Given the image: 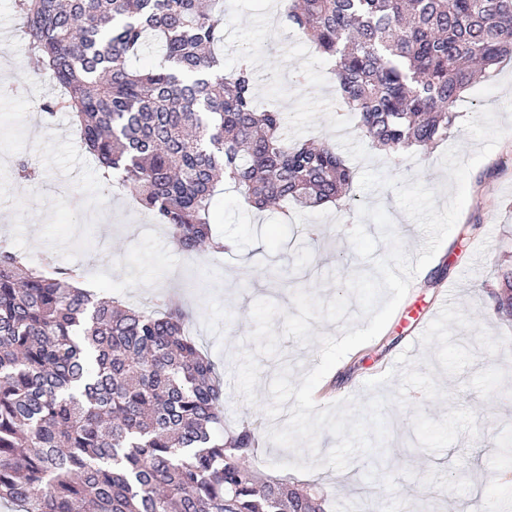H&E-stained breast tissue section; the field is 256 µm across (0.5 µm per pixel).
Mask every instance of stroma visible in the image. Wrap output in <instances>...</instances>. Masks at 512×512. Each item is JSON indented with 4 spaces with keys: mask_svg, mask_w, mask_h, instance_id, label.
Masks as SVG:
<instances>
[{
    "mask_svg": "<svg viewBox=\"0 0 512 512\" xmlns=\"http://www.w3.org/2000/svg\"><path fill=\"white\" fill-rule=\"evenodd\" d=\"M285 0H224V65L232 67L239 48L255 50L259 104L286 112L290 140H315L336 148L354 174L372 168L390 177L422 181L437 191V208L449 196L441 166L446 147L459 146L470 158L476 142L462 126L483 107L495 110L507 135L472 169L460 218L433 260L413 279L384 330L348 353L317 385L314 400L326 406L354 396L368 400L366 381L379 377L386 361L397 358L420 319L430 329L416 345L415 358L429 357L434 377L448 398L430 401L416 394L406 406L385 410L390 437L389 467L375 470L373 455L357 456L359 482L372 494L328 483L332 471L303 474L288 470L295 454L271 443L269 384L282 364L290 381L320 362L319 343L302 345L282 337L278 356L259 359L257 400L248 403L234 388L240 351L252 349L253 303L268 299L296 314L295 289L322 299L345 294L340 284L356 271H371L360 260L347 232L353 209H291L288 221L272 210L247 206L225 186L215 196V233L233 240L235 251L183 253L165 228L103 178L92 156L81 148L67 113L47 116L40 106L56 89L37 75V59L25 47L15 0H0V248L32 263L52 262L79 269L81 286L124 305L148 306L165 298L184 308L188 332L214 362L224 380V429L255 427L258 442L249 460L264 476L321 487L327 512H448L452 499H469L473 483L484 486L491 512H512V482L498 476L503 459L497 448L512 435V317L498 310L502 273L512 268V62L493 68L467 90L458 105L460 121L445 145L400 155L379 151L353 123L336 115L338 90L325 57L288 26ZM305 84L293 82L296 71ZM25 157L42 172L39 182L18 184L13 166ZM357 201L382 205L408 254L426 237L397 205L392 190L362 192ZM285 468L274 471V463Z\"/></svg>",
    "mask_w": 512,
    "mask_h": 512,
    "instance_id": "stroma-1",
    "label": "stroma"
}]
</instances>
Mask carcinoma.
<instances>
[{"label":"carcinoma","instance_id":"cac0c4a2","mask_svg":"<svg viewBox=\"0 0 512 512\" xmlns=\"http://www.w3.org/2000/svg\"><path fill=\"white\" fill-rule=\"evenodd\" d=\"M29 52L61 90L108 180L185 252L222 250L221 183L257 210L315 209L353 172L325 143L288 141L261 108L251 51L224 70V0H16ZM329 61L340 109L392 153L448 138L478 73L512 60V0H290ZM152 43L145 71L129 60ZM74 271L0 250V502L19 512H324L316 493L259 477L247 426L217 436L224 393L185 313L123 307Z\"/></svg>","mask_w":512,"mask_h":512}]
</instances>
